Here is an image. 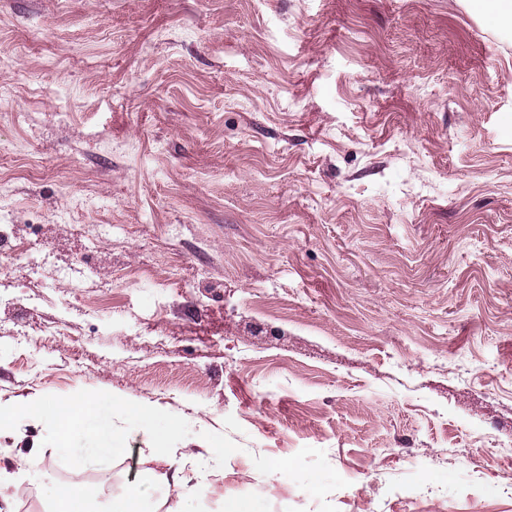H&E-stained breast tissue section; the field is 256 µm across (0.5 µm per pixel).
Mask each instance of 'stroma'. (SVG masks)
I'll return each mask as SVG.
<instances>
[{
	"mask_svg": "<svg viewBox=\"0 0 512 512\" xmlns=\"http://www.w3.org/2000/svg\"><path fill=\"white\" fill-rule=\"evenodd\" d=\"M0 173L50 257L0 253L14 512L120 490L153 435L224 448L190 512H512V31L463 0H0ZM88 399L128 452L76 434L60 468L24 408ZM90 512L89 499L86 492L74 485L57 484L47 493V512Z\"/></svg>",
	"mask_w": 512,
	"mask_h": 512,
	"instance_id": "1",
	"label": "stroma"
}]
</instances>
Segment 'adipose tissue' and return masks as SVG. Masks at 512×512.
Masks as SVG:
<instances>
[{
  "instance_id": "1",
  "label": "adipose tissue",
  "mask_w": 512,
  "mask_h": 512,
  "mask_svg": "<svg viewBox=\"0 0 512 512\" xmlns=\"http://www.w3.org/2000/svg\"><path fill=\"white\" fill-rule=\"evenodd\" d=\"M37 418L54 427L57 436L54 451L57 454L73 456L74 450L69 446V437L77 429L89 436L97 448L103 452L115 456H122L127 452L123 437L118 435L111 425L103 423L95 417L93 402L86 401L69 406L48 402L38 411ZM138 455L141 479L139 482L124 485L114 512H134L133 505L147 485L159 481L166 483L173 493V501L166 512H183L184 498L194 494L196 488L190 485L188 478L181 476L180 473L160 471V464L167 461V449L154 444L139 449Z\"/></svg>"
}]
</instances>
